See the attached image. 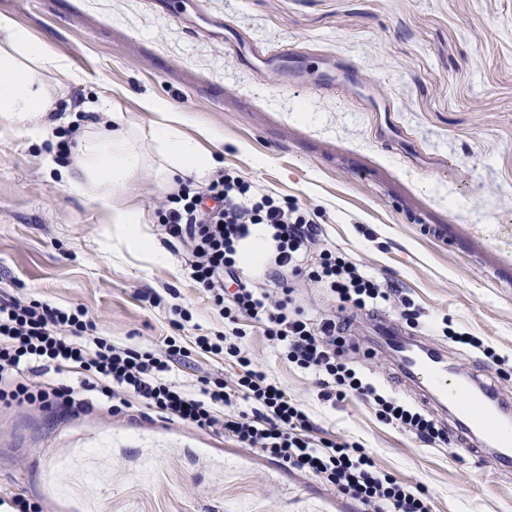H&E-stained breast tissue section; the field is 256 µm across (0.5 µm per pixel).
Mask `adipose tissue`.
Masks as SVG:
<instances>
[{"label":"adipose tissue","mask_w":512,"mask_h":512,"mask_svg":"<svg viewBox=\"0 0 512 512\" xmlns=\"http://www.w3.org/2000/svg\"><path fill=\"white\" fill-rule=\"evenodd\" d=\"M39 70L50 72L53 85L36 80ZM81 76L64 59L51 53L43 43L9 17H0V119L18 125L28 137H48L49 112L54 111L53 88L81 83ZM92 109L108 113L107 128L96 135H86L79 148V167L69 170L59 166L52 154H44V169L57 172L69 189L101 205L106 223L122 231L129 251L159 256L153 236L144 227L143 214L137 204L131 181L144 165V157L132 141L121 113L111 111L107 99L91 101ZM146 111L157 114L152 137L165 161L164 172L174 175L191 171L198 179H206L216 165L204 153L195 137L186 135L188 117L175 114L161 100L147 98ZM123 205H114L116 196Z\"/></svg>","instance_id":"1"}]
</instances>
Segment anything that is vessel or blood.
<instances>
[{
	"label": "vessel or blood",
	"mask_w": 512,
	"mask_h": 512,
	"mask_svg": "<svg viewBox=\"0 0 512 512\" xmlns=\"http://www.w3.org/2000/svg\"><path fill=\"white\" fill-rule=\"evenodd\" d=\"M382 337L395 352L401 374L416 387L422 401L452 409L463 450L482 456L481 442L489 440L496 448L498 463L511 468L512 419L494 414L496 398L474 380H448L441 358L416 337L391 328L384 330Z\"/></svg>",
	"instance_id": "b4317fda"
}]
</instances>
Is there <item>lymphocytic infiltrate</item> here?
<instances>
[{"mask_svg":"<svg viewBox=\"0 0 512 512\" xmlns=\"http://www.w3.org/2000/svg\"><path fill=\"white\" fill-rule=\"evenodd\" d=\"M156 215L165 243L188 248L192 279L231 325L230 332L196 337L195 344L236 360L242 373L235 392L250 410L233 409L223 380L202 379L195 393L172 381L173 365L189 356L176 337L153 350L115 344L97 335L81 306L28 302L8 288L0 289V402L40 405L64 415L102 408L121 414L137 405L171 422L223 433L242 447L319 476L356 501L358 512H428L422 492L377 469L361 445L315 439L317 427L308 414L242 347L241 320L261 324L289 362L315 373L323 399L365 397L384 421L420 443L453 445L446 428L378 391L347 361L356 312L374 316L381 306L397 305L407 324H417L420 313L401 288L329 246L317 213L265 193L233 171L217 172L199 188L192 180L179 181ZM291 274L329 288L340 302L337 313L316 321L295 307ZM67 369L80 374V385L59 381Z\"/></svg>","mask_w":512,"mask_h":512,"instance_id":"1","label":"lymphocytic infiltrate"}]
</instances>
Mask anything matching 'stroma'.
<instances>
[{"label":"stroma","mask_w":512,"mask_h":512,"mask_svg":"<svg viewBox=\"0 0 512 512\" xmlns=\"http://www.w3.org/2000/svg\"><path fill=\"white\" fill-rule=\"evenodd\" d=\"M10 16L82 74L72 98L111 96L152 153L146 98L211 128L203 151L264 192L318 213L327 241L391 280L420 311L414 335L450 367L512 401V266L494 224L512 225V0H0ZM232 24L242 46L224 39ZM291 46L303 72L280 61ZM348 91L320 87L336 68ZM390 105L386 135L373 104ZM0 120V288L59 307L82 305L97 333L152 347L179 336L189 364L173 380L234 384L240 369L194 347L227 331L190 277L185 248L163 261L107 233L98 204L42 171L47 151ZM146 228L169 192L152 166L134 178ZM447 239L431 235L436 226ZM190 322L175 329L176 309ZM470 332L506 359L451 342ZM243 346L295 398L318 434L356 442L376 465L422 489L429 512H512V470L492 456L428 447L385 423L373 402L321 398L314 374L288 362L261 327ZM356 368L384 393L419 399L397 377L371 319L358 314ZM47 512H354L311 474L188 425L94 411L61 417L0 405V488Z\"/></svg>","instance_id":"obj_1"}]
</instances>
